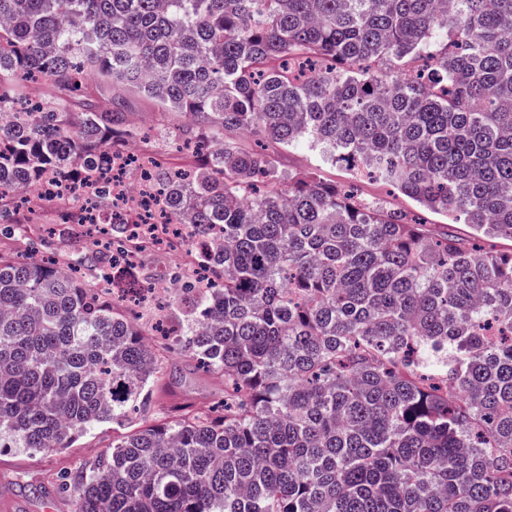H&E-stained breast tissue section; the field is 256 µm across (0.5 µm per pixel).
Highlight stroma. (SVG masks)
<instances>
[{
    "mask_svg": "<svg viewBox=\"0 0 512 512\" xmlns=\"http://www.w3.org/2000/svg\"><path fill=\"white\" fill-rule=\"evenodd\" d=\"M140 134L135 143L140 154L149 156L159 151L166 134L174 131L179 121L170 114L158 111L147 101L130 99L126 102ZM264 148L274 155L280 172L290 175L317 173L324 182L339 184L347 180L342 167L324 161L319 152L306 148L286 149L268 142ZM358 196L366 202H375L388 209L407 210L417 214L422 222L436 225L437 215L422 210L411 200L399 194L389 184L379 180H363ZM77 241L67 231L52 238L29 240L23 237L1 236L0 254L8 257L54 256L59 262H69L74 256ZM164 371L150 395L148 418L182 406L204 410L221 404L224 398L223 379L201 371L190 356H161ZM112 447V427L96 426L80 437L71 447L54 451H33L27 448H0V495L8 494L12 503L10 512H73L69 494H55L52 483L56 476L72 472L93 461Z\"/></svg>",
    "mask_w": 512,
    "mask_h": 512,
    "instance_id": "35a3bbf8",
    "label": "stroma"
}]
</instances>
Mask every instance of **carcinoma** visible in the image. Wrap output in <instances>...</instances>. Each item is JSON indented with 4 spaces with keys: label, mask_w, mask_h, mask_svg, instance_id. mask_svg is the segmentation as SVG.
I'll use <instances>...</instances> for the list:
<instances>
[{
    "label": "carcinoma",
    "mask_w": 512,
    "mask_h": 512,
    "mask_svg": "<svg viewBox=\"0 0 512 512\" xmlns=\"http://www.w3.org/2000/svg\"><path fill=\"white\" fill-rule=\"evenodd\" d=\"M49 93L28 99L30 84ZM187 122L154 217L204 244L169 352L224 378L61 478L74 512H512V254L492 255L232 134L376 173L477 238L512 239V0H0V234L46 174L133 135L120 100ZM112 209L111 185L92 187ZM128 225L71 262L0 255V447L131 425L162 374L97 283Z\"/></svg>",
    "instance_id": "carcinoma-1"
}]
</instances>
